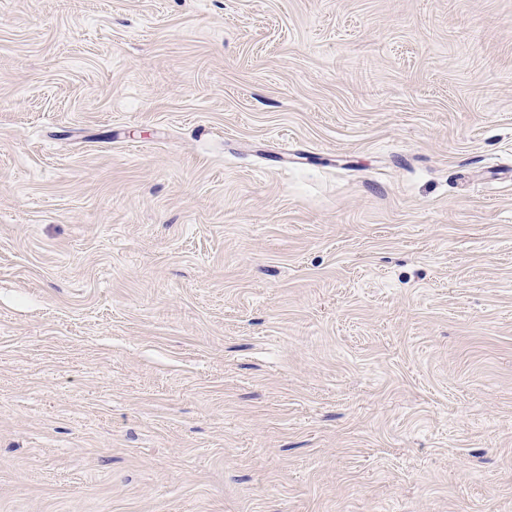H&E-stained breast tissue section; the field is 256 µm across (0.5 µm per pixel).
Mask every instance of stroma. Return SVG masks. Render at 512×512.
<instances>
[{"label":"stroma","instance_id":"obj_1","mask_svg":"<svg viewBox=\"0 0 512 512\" xmlns=\"http://www.w3.org/2000/svg\"><path fill=\"white\" fill-rule=\"evenodd\" d=\"M0 512H512V0H0Z\"/></svg>","mask_w":512,"mask_h":512}]
</instances>
